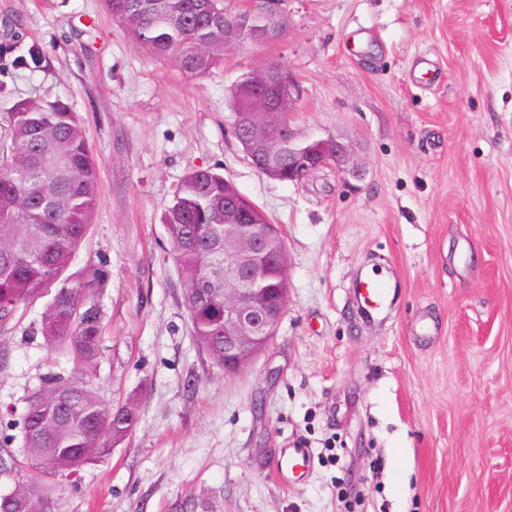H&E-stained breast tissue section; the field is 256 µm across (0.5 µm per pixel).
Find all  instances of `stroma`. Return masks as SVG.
Masks as SVG:
<instances>
[{
  "instance_id": "35a3bbf8",
  "label": "stroma",
  "mask_w": 512,
  "mask_h": 512,
  "mask_svg": "<svg viewBox=\"0 0 512 512\" xmlns=\"http://www.w3.org/2000/svg\"><path fill=\"white\" fill-rule=\"evenodd\" d=\"M288 33L244 42L200 78L149 57L103 0H0V119L66 98L100 203L69 275L97 266L94 388L139 407L111 455L47 481L52 512H512V0H280ZM36 48L41 61L16 65ZM440 70L431 78L420 59ZM280 64L294 129L349 144L356 180L259 173L230 90ZM211 168L281 231L288 307L270 344L224 373L196 344L162 214ZM398 294L381 320L349 291L366 268ZM0 328V433L44 373L82 375ZM311 449L281 484L279 449Z\"/></svg>"
}]
</instances>
